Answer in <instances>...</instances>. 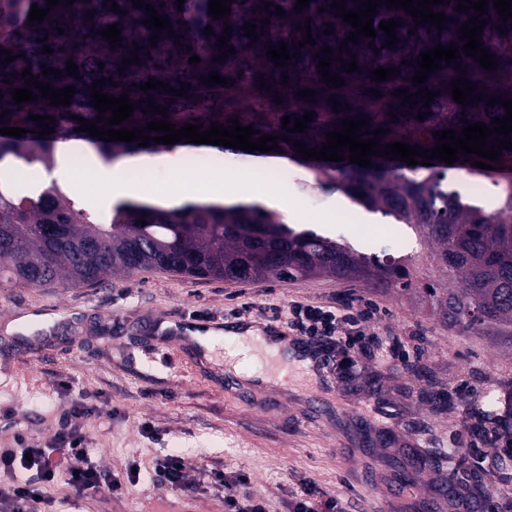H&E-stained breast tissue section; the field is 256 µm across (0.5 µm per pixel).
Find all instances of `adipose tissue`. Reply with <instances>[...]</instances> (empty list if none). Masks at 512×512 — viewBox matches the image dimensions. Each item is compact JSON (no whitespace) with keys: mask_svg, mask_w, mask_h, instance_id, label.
<instances>
[{"mask_svg":"<svg viewBox=\"0 0 512 512\" xmlns=\"http://www.w3.org/2000/svg\"><path fill=\"white\" fill-rule=\"evenodd\" d=\"M144 155H126L112 165L99 168L96 181L105 190L111 192L113 198L130 201H141L142 196L137 187L124 182L122 175L126 168L147 163ZM150 205L164 208H178L187 203L202 202L220 206L250 205L260 203L275 205L276 199L271 190H259L240 185L234 176L216 172L211 179V186L204 194L180 188L166 191L148 200ZM277 205V204H276Z\"/></svg>","mask_w":512,"mask_h":512,"instance_id":"ef3b65f1","label":"adipose tissue"}]
</instances>
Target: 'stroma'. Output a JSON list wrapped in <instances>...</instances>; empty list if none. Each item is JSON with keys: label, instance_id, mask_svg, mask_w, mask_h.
<instances>
[{"label": "stroma", "instance_id": "stroma-1", "mask_svg": "<svg viewBox=\"0 0 512 512\" xmlns=\"http://www.w3.org/2000/svg\"><path fill=\"white\" fill-rule=\"evenodd\" d=\"M287 168L293 178L275 192L296 204L293 227L330 225L332 239L410 265L419 284L437 280L413 228L332 189L318 191L319 207H309L313 171L292 161ZM344 213L355 214L356 223L340 222ZM351 298L377 303L381 319L360 372L342 382L316 385L296 367L289 388L230 389L223 356L234 344L215 339L218 358L201 365L193 348L171 352L148 333L155 319L190 318L221 328L244 303L250 307L245 321L260 328L272 304ZM422 306L417 296L327 277L227 283L154 270L89 287L0 288V366L14 375L11 397L0 400V448L12 445L16 416L28 444L45 445L61 404L72 398L102 410L81 422L95 461L119 472L137 461L142 471L138 485L119 499L104 490L77 498L57 481L50 488L55 512H145L161 498L177 512H224L217 489L190 499L154 485L149 463L172 451L191 471L204 462L231 479L247 469L252 492L267 500L269 512H287L289 496L306 480L352 499L357 512H448L434 470L418 461L424 449L457 445L467 449L459 479L470 483L481 470L496 472L484 497L512 507V459L484 446L469 418L485 405L487 392L512 390V351L436 323ZM401 342L420 346L421 356L391 357ZM459 379L479 395L449 399L448 384ZM479 456L486 459L481 469Z\"/></svg>", "mask_w": 512, "mask_h": 512}]
</instances>
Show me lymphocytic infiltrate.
Segmentation results:
<instances>
[{
    "mask_svg": "<svg viewBox=\"0 0 512 512\" xmlns=\"http://www.w3.org/2000/svg\"><path fill=\"white\" fill-rule=\"evenodd\" d=\"M269 310L273 318L322 351L324 363L340 380L357 371L358 356L366 347L365 324L377 312L369 303L355 310L346 305L303 301L282 307L273 304ZM62 411L61 426L48 445H27L25 435L18 431L14 440L22 444V451L0 448V472L10 476L9 481H0V512H39V499L46 487L61 476L78 497L104 489L118 498L138 482L136 472L129 470L121 475L91 461L79 422L93 416V408L71 401ZM151 470L157 485L187 498L194 497L203 483L227 484L220 472L206 464L198 467L196 475H189L183 458L176 454L153 459ZM288 512H349V501L326 495L315 483L306 482L291 495Z\"/></svg>",
    "mask_w": 512,
    "mask_h": 512,
    "instance_id": "lymphocytic-infiltrate-1",
    "label": "lymphocytic infiltrate"
}]
</instances>
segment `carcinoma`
Listing matches in <instances>:
<instances>
[{"label": "carcinoma", "instance_id": "1", "mask_svg": "<svg viewBox=\"0 0 512 512\" xmlns=\"http://www.w3.org/2000/svg\"><path fill=\"white\" fill-rule=\"evenodd\" d=\"M450 0L444 6L433 7L448 17L444 28L414 26L411 16L400 8L376 7L373 28L376 38L361 37L357 44H343L353 27L343 18L335 16L333 0H310L309 8L295 11L296 0H232L231 14L217 20L208 14L210 0H145L168 17L172 30L179 38L161 31L157 46H150L152 31L142 24L148 18L145 9L133 7L132 0H74L71 5H58L50 11V19L31 23L28 15L32 4L46 6V0H0V50L9 49L17 56L8 65L1 64L0 56V112H6L0 127H20L28 133L20 137L0 134V288H30L45 285L73 287L98 283L114 272L132 273L142 270H162L185 277L218 279L230 282H249L265 278L295 279L307 277H333L338 280L363 282L375 289H392L401 295L423 292L429 303L432 318L461 330L485 335L498 347L512 349V221L503 222L499 215L512 214V150H501V163L487 170L473 165L477 155L470 154L461 166L481 175L510 174L508 183L499 187L498 207L487 212L473 204L457 190L448 189L447 166L439 159L431 165L411 167L402 159L387 160L370 157L371 166L360 167L349 160L333 162L306 160L315 171V188H334L352 203L370 212L391 217L400 224L415 226L423 237L427 257L436 269L448 276L449 288L413 287L407 266L391 258L366 256L349 245L318 234L315 231H296L284 223L281 214L260 206L224 207L195 204L182 208L163 209L132 202H120L112 208L109 218L103 220L92 210L79 204L57 184L38 191L20 194L10 187L14 177L13 166L18 162L52 170L58 164L57 145L72 138L87 141L105 161H113L138 149V142H106L79 132L78 121L97 119L98 110L91 106L93 82L106 79L103 92L120 97L122 94L138 101L131 122L114 126L137 129L151 119V108L143 103L147 95L156 99L158 108L168 109L167 121L181 128L188 123L213 122L229 125L235 118L243 126L251 125L261 134L288 135L290 141H277L273 154L298 158L293 142L302 141L307 147H321L325 133L341 127L344 118L367 117L371 133L362 139L377 138L381 144L404 142L410 146L433 148L437 137L434 131L456 130L482 122L492 129V118L505 116L500 104L486 106L495 95L512 100V17L501 20L493 4H488V19L481 34L483 47L496 55L498 67L488 71L479 61L466 56L454 60L451 66L433 72L425 86L429 91H440L422 107L400 105L402 99L392 95L397 89L408 88L414 93L412 76L419 70V53L437 44L462 47L460 26L467 22L475 10L457 13V2ZM117 3L124 13L110 10ZM269 9H263L265 3ZM281 7L283 14L276 13ZM323 12H318V8ZM267 18L264 25L260 20ZM394 19L402 26L396 28L399 43L389 49L388 37L379 30L382 20ZM256 25L258 38L244 35V23ZM333 33L323 34L327 23ZM115 23L120 24L121 46L114 49L98 30ZM231 26L228 44L235 47L219 48L218 36L224 25ZM311 25L316 45H304L298 60L275 67L267 47L286 42L289 54H295L298 42L305 39L302 26ZM211 26L213 33L204 34ZM505 33H500L496 26ZM65 33L60 35L56 28ZM417 28L413 35L408 34ZM48 40L41 41V38ZM137 65H128L118 72L124 59L131 58L134 43ZM53 49L42 53L44 45ZM347 46L340 52L338 48ZM333 49L330 74H338L344 84L329 87L317 73L318 59L314 55L320 48ZM226 53V61L213 58ZM196 55L201 61L189 64ZM342 57L349 63L356 61L361 72H342L338 69ZM73 58L79 77L66 73V62ZM105 63L104 69L98 63ZM394 67L398 76L377 83L370 79L378 67ZM52 67L63 72L54 78L42 74L43 68ZM29 69L34 78L58 89L72 85L77 90L71 104L56 107L39 97V89L32 88L37 100L15 104L12 89L26 88L25 80L13 78L11 73ZM212 71L227 78L225 84L204 86L201 76ZM465 72L464 78L475 83L479 103L462 106L449 95V82ZM289 81L282 83L283 75ZM272 84L270 91L260 87L259 78ZM10 80V84L3 80ZM167 82L179 89L191 84L192 89L183 96L162 88L145 92L139 86L148 80ZM308 88L316 92L315 99L297 97L295 91ZM380 91V97L371 91ZM336 96L337 109L328 103ZM282 102L276 103L275 97ZM315 111L307 123L306 133H288L282 129V117H301ZM396 114L391 118L388 113ZM425 113L423 120L417 114ZM48 115L55 119L54 132L42 139L38 137L37 122L28 115ZM389 132L372 134L377 128ZM147 225H141V222Z\"/></svg>", "mask_w": 512, "mask_h": 512}]
</instances>
